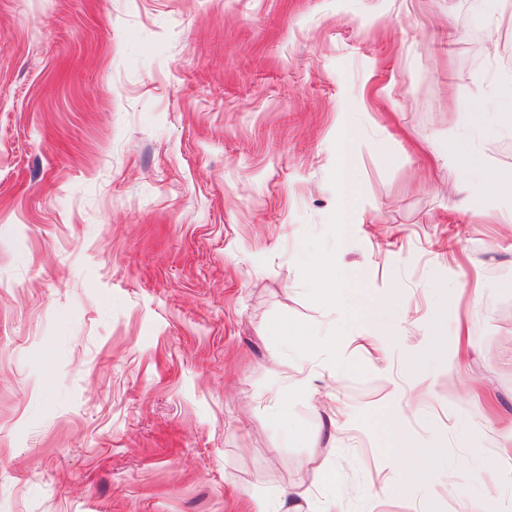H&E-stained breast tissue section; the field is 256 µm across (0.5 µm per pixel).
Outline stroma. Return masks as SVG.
<instances>
[{
  "mask_svg": "<svg viewBox=\"0 0 512 512\" xmlns=\"http://www.w3.org/2000/svg\"><path fill=\"white\" fill-rule=\"evenodd\" d=\"M497 10L0 0V512H284L321 467L305 512H512V233L432 152L512 73ZM326 256L364 326L402 304L387 347L314 342ZM399 440L437 465L394 471ZM454 336H457L456 342H454L449 349L447 347V341L437 340L435 343L436 347L442 346L445 350L448 349V361H446V365H448V370L450 371L455 370L469 350L468 342L461 339V336H468L467 329L462 323H458Z\"/></svg>",
  "mask_w": 512,
  "mask_h": 512,
  "instance_id": "obj_1",
  "label": "stroma"
}]
</instances>
